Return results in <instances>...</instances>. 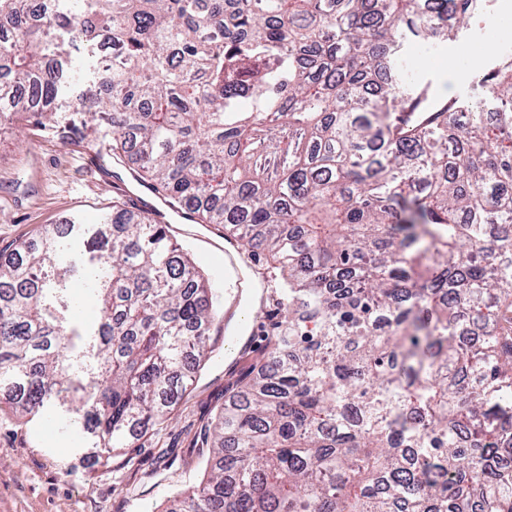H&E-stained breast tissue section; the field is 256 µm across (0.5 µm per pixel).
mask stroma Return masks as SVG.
Segmentation results:
<instances>
[{"mask_svg": "<svg viewBox=\"0 0 512 512\" xmlns=\"http://www.w3.org/2000/svg\"><path fill=\"white\" fill-rule=\"evenodd\" d=\"M512 46V0H498L491 15L473 19L458 40L414 48L412 77L439 99L486 97L482 72ZM124 196L139 206L162 202L117 165L94 124L63 137L38 125L0 130V251L79 216L96 224ZM244 288H258L263 312L247 315L251 350L229 353L223 323H216L203 366L195 372L170 419L134 447L98 462L90 433L73 447L65 433L44 429L41 417H22L0 405V512H165L181 489L204 478L209 448L205 428L224 396L265 360L283 312L281 275L258 257L244 271Z\"/></svg>", "mask_w": 512, "mask_h": 512, "instance_id": "stroma-1", "label": "stroma"}]
</instances>
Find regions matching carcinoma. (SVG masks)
<instances>
[{
	"label": "carcinoma",
	"mask_w": 512,
	"mask_h": 512,
	"mask_svg": "<svg viewBox=\"0 0 512 512\" xmlns=\"http://www.w3.org/2000/svg\"><path fill=\"white\" fill-rule=\"evenodd\" d=\"M484 8L0 0V126L74 133L63 114L93 99L116 161L286 272L275 360L224 401L206 479L166 512H512V57L479 104H430L404 65ZM64 242L0 254V403L57 405L110 458L182 398L217 312L151 210L118 197L79 261Z\"/></svg>",
	"instance_id": "1"
}]
</instances>
